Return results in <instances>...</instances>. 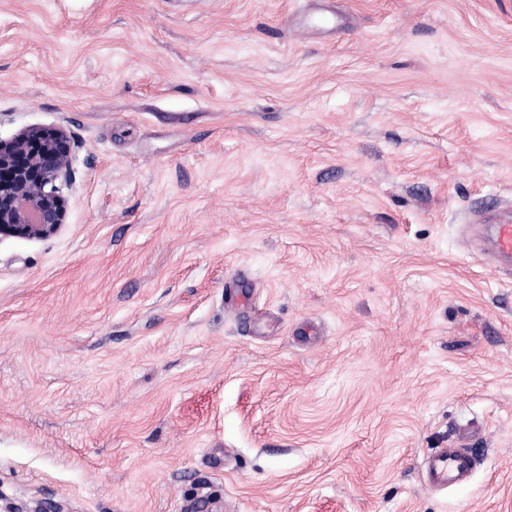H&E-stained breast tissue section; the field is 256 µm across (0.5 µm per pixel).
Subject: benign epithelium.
Returning <instances> with one entry per match:
<instances>
[{"mask_svg":"<svg viewBox=\"0 0 512 512\" xmlns=\"http://www.w3.org/2000/svg\"><path fill=\"white\" fill-rule=\"evenodd\" d=\"M74 141L59 127L0 140V235L45 238L65 223Z\"/></svg>","mask_w":512,"mask_h":512,"instance_id":"1","label":"benign epithelium"}]
</instances>
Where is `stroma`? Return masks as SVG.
Returning <instances> with one entry per match:
<instances>
[{"label":"stroma","mask_w":512,"mask_h":512,"mask_svg":"<svg viewBox=\"0 0 512 512\" xmlns=\"http://www.w3.org/2000/svg\"><path fill=\"white\" fill-rule=\"evenodd\" d=\"M0 499L512 512V0H0ZM478 463L440 488L461 435ZM74 141L59 127L0 140V235L45 238L65 223ZM467 444L445 449L434 455L428 464L429 475L436 485H456L466 481L477 463Z\"/></svg>","instance_id":"obj_1"}]
</instances>
